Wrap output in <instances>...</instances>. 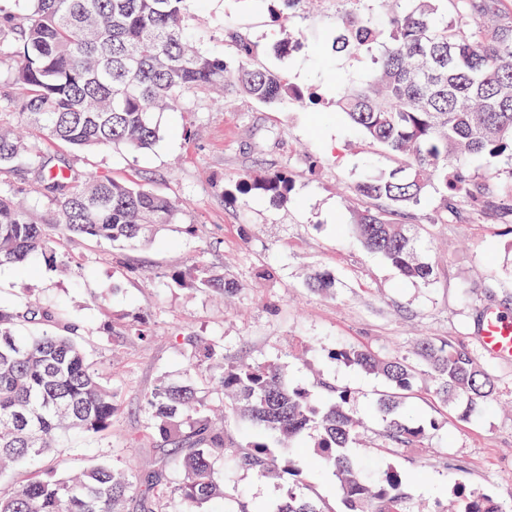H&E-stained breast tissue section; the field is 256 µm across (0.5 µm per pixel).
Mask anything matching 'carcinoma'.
Wrapping results in <instances>:
<instances>
[{"label": "carcinoma", "mask_w": 512, "mask_h": 512, "mask_svg": "<svg viewBox=\"0 0 512 512\" xmlns=\"http://www.w3.org/2000/svg\"><path fill=\"white\" fill-rule=\"evenodd\" d=\"M339 13L332 47L370 56L359 81H343L330 102L367 141L399 160L397 167L358 181L354 192L372 201L353 228L364 247L400 274L428 284L433 266L418 259L409 224L429 191L441 195L437 218L467 202L479 215L512 221V176L479 182L469 174L477 159L512 158V21L498 22L500 0H392L382 19L367 4ZM453 10H448V4ZM187 0H0V111L15 110L42 136L77 151L101 146L134 152L160 139L154 114L180 112L199 94L215 92L273 106L304 107L315 92L254 65V49L236 39L235 62L201 52L187 33ZM19 168L39 194L55 204L37 222L18 196L0 194V265L45 264L64 274L69 261L57 241L72 235L133 248L160 229L182 223L184 211L167 196L109 174L66 165L40 146L0 125V175ZM292 176L267 170L245 176L235 190L288 204ZM169 278L179 287L224 295L240 284L198 262ZM310 290L330 294L335 277L315 271ZM81 326L59 306L0 303V475L54 453L70 433L109 434L119 411V389L88 359ZM127 340L148 345L152 329L137 317ZM416 359L379 356L364 346L335 348L331 359L381 377L392 392L377 402L389 447L413 448L436 430L402 409L421 376L436 395L471 418L490 403L495 377L463 342L424 338ZM207 367L203 386L161 379L143 395L146 419L134 448L147 441L155 454L143 469L99 463L76 474L50 471L20 488L0 490V512H205L228 492L215 468L225 458L258 478L288 479L277 502H251L239 512H323L300 492L301 476L314 482L330 470L345 512H406L403 474L392 466L369 479L354 452L360 422L349 412L352 392L328 387L322 400L293 385L275 363L224 362V349L191 340L188 371ZM246 420L243 446L228 444L223 418ZM312 429L321 470L301 468L292 450ZM174 468V483L166 471ZM456 512H500L492 499L459 495Z\"/></svg>", "instance_id": "carcinoma-1"}]
</instances>
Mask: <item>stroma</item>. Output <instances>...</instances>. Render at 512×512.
<instances>
[{
  "mask_svg": "<svg viewBox=\"0 0 512 512\" xmlns=\"http://www.w3.org/2000/svg\"><path fill=\"white\" fill-rule=\"evenodd\" d=\"M254 44V62L291 84L314 90L306 107L262 106L240 98L223 107L196 97L181 112L159 115L161 138L145 153L102 146L75 153L41 140L50 154L77 169L108 171L113 178L147 185L183 201V226L161 231L135 250L83 238H65L59 252L70 262L62 276L48 266L32 273L0 267V300L36 299L66 308L84 329L88 357L121 390L111 433L65 443L40 470L80 471L124 458L145 421L141 395L159 379L202 381L184 371L190 335L223 346L224 358L274 361L289 381L316 388L326 379L352 389L350 411L361 422L356 454L396 467L406 478L408 512H445L456 489L492 495L512 512V362L480 356L496 377L492 410L460 419L419 379L404 401L422 421H437L417 448L386 449L375 405L387 386L380 379L331 361L329 350L363 345L378 353L413 357L420 338L462 341L477 347L482 309L512 312V225L477 216L462 204L457 217L437 223V200L416 209L414 230L434 277L423 285L400 276L382 256L368 252L351 226L366 207L354 185L373 171L393 168L378 146L364 142L343 115H326L323 103L343 79H359L365 58L334 52L336 0L285 9L273 20L258 0H191L186 18L201 50L231 59L235 48L225 23ZM302 32L298 49H274L282 30ZM264 168L291 172L288 205L234 194L243 173ZM203 262L243 285L229 300L172 284L170 273ZM269 279H259L261 269ZM315 269L336 278L334 293L305 285ZM141 315L153 332L149 345L122 336L120 323ZM225 488L256 501L283 496L279 481L219 465Z\"/></svg>",
  "mask_w": 512,
  "mask_h": 512,
  "instance_id": "35a3bbf8",
  "label": "stroma"
}]
</instances>
